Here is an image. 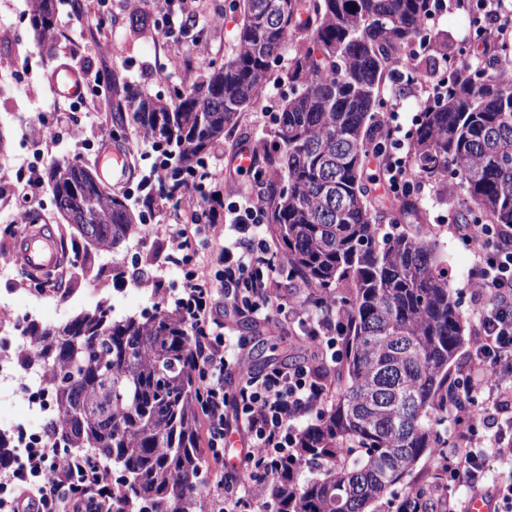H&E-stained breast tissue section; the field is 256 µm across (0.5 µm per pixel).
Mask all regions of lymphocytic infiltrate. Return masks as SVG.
Instances as JSON below:
<instances>
[{"mask_svg":"<svg viewBox=\"0 0 512 512\" xmlns=\"http://www.w3.org/2000/svg\"><path fill=\"white\" fill-rule=\"evenodd\" d=\"M394 102L384 115V136L372 144L379 176L394 196L409 198L425 179L409 165L413 128ZM173 269L182 285L173 301L191 330V357L202 383L198 408L207 450L208 497L217 512H247L252 483L269 484L286 461L302 466L300 423L318 419L337 388L346 351L347 312L339 303L316 299L310 285L289 277L283 256L263 222L265 202L257 184L226 201L216 174L177 190L168 201ZM207 245L215 272L186 253L183 219ZM455 233L474 250V336L467 349L480 370L448 381V446L436 461L446 482L440 512H466L467 496L489 494L494 512H512V481L488 478L490 461L512 468V226L458 224ZM246 314L289 328L302 360L273 364L260 372L243 367L247 340L232 332L227 318ZM239 434L238 462H224L226 435ZM10 496L5 512H115L112 473L73 459L49 445L16 459L6 475Z\"/></svg>","mask_w":512,"mask_h":512,"instance_id":"1","label":"lymphocytic infiltrate"}]
</instances>
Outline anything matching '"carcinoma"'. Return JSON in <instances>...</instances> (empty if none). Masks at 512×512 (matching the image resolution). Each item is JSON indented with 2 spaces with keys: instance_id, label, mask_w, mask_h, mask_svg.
I'll return each mask as SVG.
<instances>
[{
  "instance_id": "1",
  "label": "carcinoma",
  "mask_w": 512,
  "mask_h": 512,
  "mask_svg": "<svg viewBox=\"0 0 512 512\" xmlns=\"http://www.w3.org/2000/svg\"><path fill=\"white\" fill-rule=\"evenodd\" d=\"M243 9L234 56L167 97L132 94L111 113V131L133 125L159 153L148 201L165 203L257 103L309 13L310 46L290 60L295 90L278 112L274 150L260 147V174L267 226L292 273L330 295L347 289L348 353L336 399L301 436L299 453L316 467L285 470L268 495L275 512H377L429 449L446 447L448 363L464 343L435 245L405 232L379 239L393 203L373 189L368 166L384 75L420 36L431 0H243ZM29 25L52 48L54 0H34ZM449 70L448 90L418 115L410 165L456 179L446 189L462 191L463 223L512 225V83ZM46 177L56 212L90 237L74 245V268L140 232V198L106 192L76 162L55 161ZM151 296L148 314L119 317L104 300L59 326L30 322L32 344L16 363L45 370L55 406L46 435L125 474L117 512H205L191 332L166 292ZM427 500L411 488L394 507L430 512Z\"/></svg>"
}]
</instances>
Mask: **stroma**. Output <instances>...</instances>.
I'll return each mask as SVG.
<instances>
[{
	"instance_id": "obj_1",
	"label": "stroma",
	"mask_w": 512,
	"mask_h": 512,
	"mask_svg": "<svg viewBox=\"0 0 512 512\" xmlns=\"http://www.w3.org/2000/svg\"><path fill=\"white\" fill-rule=\"evenodd\" d=\"M33 0H0V86L6 95L0 96V166L11 177L20 174L19 157L31 144L29 128L34 112L60 110L66 112L70 137L53 148V158H67L86 165L95 172L111 194H122L106 167L85 149L88 140L97 139L110 124L108 117L116 106L127 101L126 88L137 85L147 95H166L174 87L189 85L204 75L210 64L218 63L235 53L242 23V8L233 0H202L203 16L196 27L184 33L179 42L166 39L160 31L142 26L143 15L163 11L164 0H109L112 22L104 27L79 26L72 19L73 0H56L58 31L52 50L43 49L28 25ZM432 39L459 53L464 39L473 37L470 17L466 11L450 9L448 14L431 25ZM63 63L70 64L88 78L104 67L112 69V88L102 96L89 100L85 112H72L68 102L54 94L50 84L52 70ZM273 112L255 107L243 112L235 129L225 133L211 153L208 163L224 179V195L232 197L248 182L247 176L236 173L232 158L243 148L255 149L266 139L273 126ZM419 216L392 209L379 226L380 233H413L420 227L431 226L435 240L448 268V283L458 302L464 322H471L473 290L470 286L473 269L471 250L454 234L449 225L437 224L440 215L455 216L439 182L427 181L417 195ZM153 226L148 243L141 247L137 261L126 259L125 250L104 253L99 261L111 264L120 261L125 271L121 284H113L111 273L90 270L62 271L65 295L50 293L49 305L43 310V321L59 324L73 314L94 307L100 300L122 293L126 311L137 312L147 306L150 294L144 282L160 281L168 289L176 277L169 270L171 244L168 226L171 217L167 206L152 207ZM236 334L244 336L248 345L244 352L245 365L254 370L274 362L299 359L300 351L289 346L279 328L271 324L240 319L232 322Z\"/></svg>"
}]
</instances>
